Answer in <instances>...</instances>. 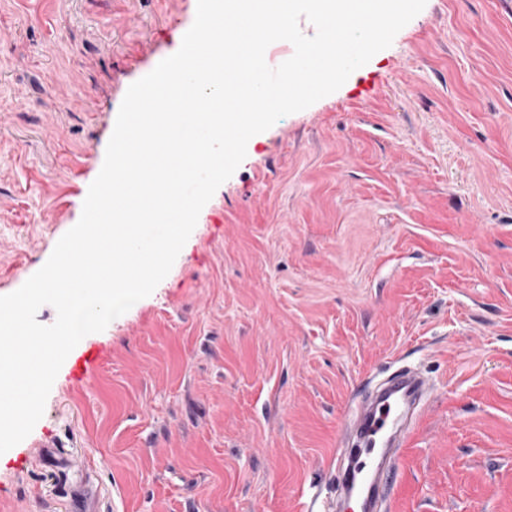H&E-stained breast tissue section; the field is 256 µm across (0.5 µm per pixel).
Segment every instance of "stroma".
<instances>
[{
    "mask_svg": "<svg viewBox=\"0 0 512 512\" xmlns=\"http://www.w3.org/2000/svg\"><path fill=\"white\" fill-rule=\"evenodd\" d=\"M196 9L0 0V296L79 221L129 86ZM95 350L0 455V512H66L81 481L92 512H304L333 485L357 387L402 362L433 389L390 512H512V0H427L336 92L252 139Z\"/></svg>",
    "mask_w": 512,
    "mask_h": 512,
    "instance_id": "obj_1",
    "label": "stroma"
}]
</instances>
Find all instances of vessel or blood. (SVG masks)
<instances>
[{
  "mask_svg": "<svg viewBox=\"0 0 512 512\" xmlns=\"http://www.w3.org/2000/svg\"><path fill=\"white\" fill-rule=\"evenodd\" d=\"M428 380L415 366H402L352 399L330 465L341 499L360 496L361 512H384L404 447L425 404Z\"/></svg>",
  "mask_w": 512,
  "mask_h": 512,
  "instance_id": "vessel-or-blood-1",
  "label": "vessel or blood"
}]
</instances>
